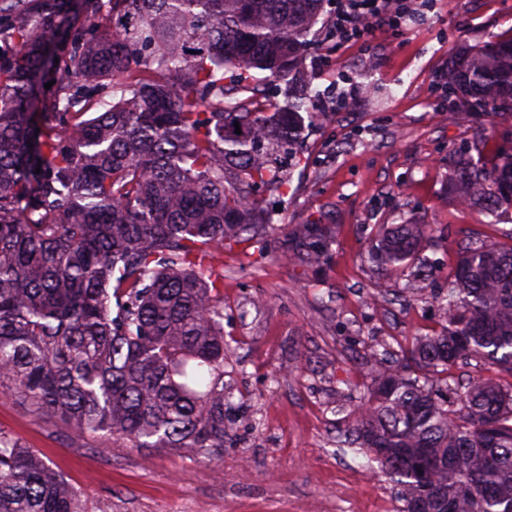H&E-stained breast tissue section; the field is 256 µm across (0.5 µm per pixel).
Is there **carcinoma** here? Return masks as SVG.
<instances>
[{"label": "carcinoma", "instance_id": "obj_1", "mask_svg": "<svg viewBox=\"0 0 512 512\" xmlns=\"http://www.w3.org/2000/svg\"><path fill=\"white\" fill-rule=\"evenodd\" d=\"M326 2L0 0L1 391L79 437L220 455L224 252L271 250L265 198L288 195L305 122L325 116L306 52ZM439 82L503 142L490 160L478 141L450 153L448 200L512 223V35L456 48ZM292 235L288 259L320 266L336 228ZM432 239L376 229L369 262L431 294L443 323L392 366L371 349L344 441L399 487L400 512H512V244L461 248L432 294ZM471 359L509 381L452 386ZM0 512L83 509L0 432Z\"/></svg>", "mask_w": 512, "mask_h": 512}]
</instances>
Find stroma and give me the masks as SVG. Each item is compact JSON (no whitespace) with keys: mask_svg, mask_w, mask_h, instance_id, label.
I'll return each mask as SVG.
<instances>
[{"mask_svg":"<svg viewBox=\"0 0 512 512\" xmlns=\"http://www.w3.org/2000/svg\"><path fill=\"white\" fill-rule=\"evenodd\" d=\"M404 27L368 42L319 35L309 62L321 124L294 172L260 263L224 255V452L208 461L176 450L131 448L68 434L49 416L0 393V431L37 450L80 490L87 512H398L392 483L343 447L346 421L370 382L368 353L440 328V312L403 297L367 259L369 228L407 219L437 225L429 251L437 285L452 279L462 246L500 239L502 225L449 204L448 155L485 126V155L499 143L495 118L448 111L437 81L448 52L512 34V0H416ZM371 87L344 109L337 89ZM295 224H329L328 262L285 258Z\"/></svg>","mask_w":512,"mask_h":512,"instance_id":"obj_1","label":"stroma"}]
</instances>
